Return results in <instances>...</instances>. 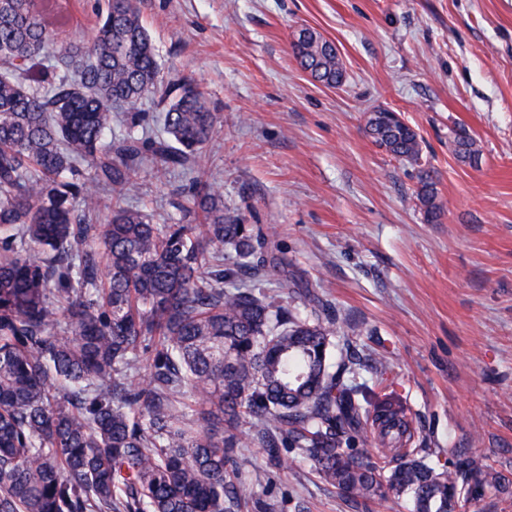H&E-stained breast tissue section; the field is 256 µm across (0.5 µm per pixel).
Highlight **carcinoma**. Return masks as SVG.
Masks as SVG:
<instances>
[{
  "mask_svg": "<svg viewBox=\"0 0 512 512\" xmlns=\"http://www.w3.org/2000/svg\"><path fill=\"white\" fill-rule=\"evenodd\" d=\"M51 16L66 23L69 5L0 0V512H238L255 491L235 477L236 449L252 442L274 466L280 449L300 450L356 505L407 494L413 512H463L511 495L512 478L479 456L401 445L410 418L345 378L353 362L332 358L326 306L294 281L256 287L285 259L203 178L219 117L199 84L164 74L135 0H107L90 38L64 49ZM296 51L318 81H343L334 42L307 28ZM150 93L165 107L161 137L134 132ZM118 112L129 130L109 139ZM365 128L419 160L409 125L370 112ZM451 143L479 158L473 137ZM148 163L190 177L176 190L181 223L126 204ZM418 179L436 222L431 171ZM104 193L109 216L93 224ZM142 359L149 376L135 382ZM368 420L375 457L353 447Z\"/></svg>",
  "mask_w": 512,
  "mask_h": 512,
  "instance_id": "1",
  "label": "carcinoma"
}]
</instances>
